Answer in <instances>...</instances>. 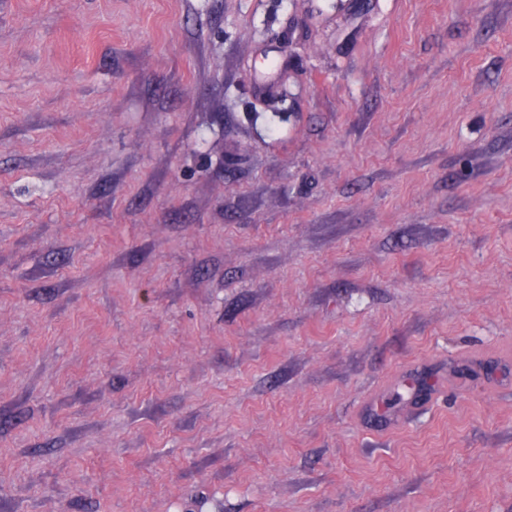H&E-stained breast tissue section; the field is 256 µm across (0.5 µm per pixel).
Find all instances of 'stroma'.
<instances>
[{"label":"stroma","mask_w":512,"mask_h":512,"mask_svg":"<svg viewBox=\"0 0 512 512\" xmlns=\"http://www.w3.org/2000/svg\"><path fill=\"white\" fill-rule=\"evenodd\" d=\"M506 349L512 0H0V512H512Z\"/></svg>","instance_id":"stroma-1"}]
</instances>
